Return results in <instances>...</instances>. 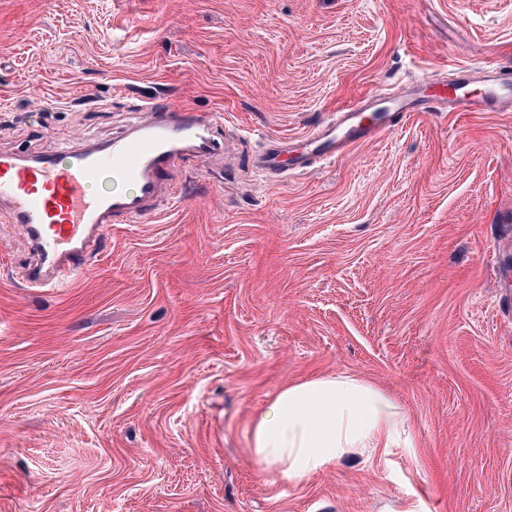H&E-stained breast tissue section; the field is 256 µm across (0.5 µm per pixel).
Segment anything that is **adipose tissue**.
Returning <instances> with one entry per match:
<instances>
[{
  "instance_id": "obj_1",
  "label": "adipose tissue",
  "mask_w": 512,
  "mask_h": 512,
  "mask_svg": "<svg viewBox=\"0 0 512 512\" xmlns=\"http://www.w3.org/2000/svg\"><path fill=\"white\" fill-rule=\"evenodd\" d=\"M404 426L395 401L370 383L329 375L282 389L250 425V448L296 480L359 448L393 447Z\"/></svg>"
}]
</instances>
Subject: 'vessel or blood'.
I'll use <instances>...</instances> for the list:
<instances>
[{"label": "vessel or blood", "instance_id": "obj_1", "mask_svg": "<svg viewBox=\"0 0 512 512\" xmlns=\"http://www.w3.org/2000/svg\"><path fill=\"white\" fill-rule=\"evenodd\" d=\"M479 79L480 93L464 79ZM367 91L339 107L328 121L300 137L267 139L251 167L277 182L319 161L390 133L396 118L432 108L443 112L512 109V79L494 69L467 68L443 84L414 81L390 94L387 109ZM126 125L104 141L25 154L0 149V218L27 237L30 259L21 270L25 287L59 290L90 269L93 250L117 224H130L175 205L185 195L173 178L177 163L216 154V114L156 98L128 107Z\"/></svg>", "mask_w": 512, "mask_h": 512}]
</instances>
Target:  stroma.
<instances>
[{
	"mask_svg": "<svg viewBox=\"0 0 512 512\" xmlns=\"http://www.w3.org/2000/svg\"><path fill=\"white\" fill-rule=\"evenodd\" d=\"M512 68V0H0V147L102 140L128 98L235 145L59 292L0 221V512H512V114L403 120L271 183L248 155L373 88ZM352 375L406 434L298 481L249 448L284 387Z\"/></svg>",
	"mask_w": 512,
	"mask_h": 512,
	"instance_id": "1",
	"label": "stroma"
}]
</instances>
